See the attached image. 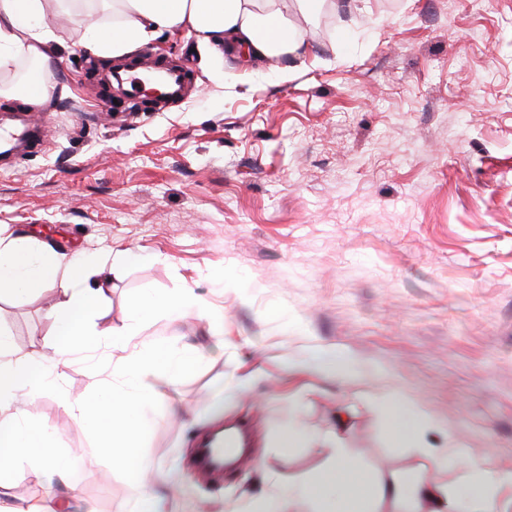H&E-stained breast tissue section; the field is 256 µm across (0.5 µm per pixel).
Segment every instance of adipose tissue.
<instances>
[{
    "label": "adipose tissue",
    "instance_id": "ef3b65f1",
    "mask_svg": "<svg viewBox=\"0 0 512 512\" xmlns=\"http://www.w3.org/2000/svg\"><path fill=\"white\" fill-rule=\"evenodd\" d=\"M354 0H0V69L8 68L13 52L49 64L61 48L49 16L74 19L81 30V46L99 56L123 57L160 32L193 33L207 49L225 45L245 48L258 63L276 64L283 56H306L303 30L292 23L295 15L313 16L324 6L348 9ZM101 13L112 16L111 25L96 22ZM57 286L60 299L49 311L60 341L51 359H5L7 342L0 337V446L14 458L31 461L39 483L64 478L45 427L31 428L11 408L20 389L38 387L49 366L58 365L69 346L100 343L112 338L113 347L125 350L122 371L136 383L108 407L109 436L113 447L127 448L134 434L129 414L157 391L153 384L159 369L174 365L189 368L191 358L172 360L162 350L143 352L132 348L130 326L100 330L95 320L106 295L83 259L69 258L45 247L27 246L21 237H0V288L36 293ZM394 420L393 435L402 445L420 449L423 456L434 451L423 442L422 414L401 396H384ZM307 502L313 512H512V473L485 469L460 490L449 491L438 481L416 476L367 475L345 449L317 474L289 486L287 495L259 499L254 512H284L296 502Z\"/></svg>",
    "mask_w": 512,
    "mask_h": 512
}]
</instances>
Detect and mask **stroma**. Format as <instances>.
<instances>
[{
  "mask_svg": "<svg viewBox=\"0 0 512 512\" xmlns=\"http://www.w3.org/2000/svg\"><path fill=\"white\" fill-rule=\"evenodd\" d=\"M304 31L305 60L277 69L161 33L134 54L177 64L186 89L155 102L114 97L100 81L112 58L58 20L66 48L40 71L57 87L35 112L42 134L0 166V234L94 263L129 253L100 327L131 324L139 346L197 357L161 371L158 396L131 413L126 455L150 463L165 512H252L334 456L340 411L341 445L366 471L418 469L376 404L389 391L424 414L433 478L454 488L512 469V0H358ZM185 290L193 306L135 313ZM55 299L0 293L12 357L51 354ZM336 348L361 380L308 367ZM121 355L72 347L23 404L67 467L71 512L132 510L128 467L76 410L129 390ZM227 420L254 446L212 480L194 455ZM0 480L9 504L51 512L29 460Z\"/></svg>",
  "mask_w": 512,
  "mask_h": 512,
  "instance_id": "stroma-1",
  "label": "stroma"
}]
</instances>
